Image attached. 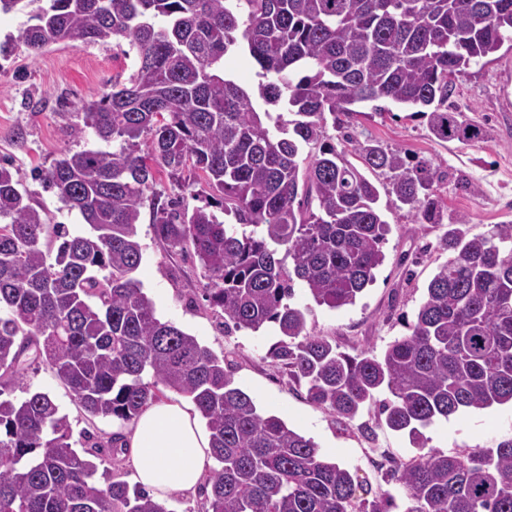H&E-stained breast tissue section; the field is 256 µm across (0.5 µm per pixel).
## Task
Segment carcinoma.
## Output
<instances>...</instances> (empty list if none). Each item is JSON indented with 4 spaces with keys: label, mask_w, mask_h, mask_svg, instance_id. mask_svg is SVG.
<instances>
[{
    "label": "carcinoma",
    "mask_w": 512,
    "mask_h": 512,
    "mask_svg": "<svg viewBox=\"0 0 512 512\" xmlns=\"http://www.w3.org/2000/svg\"><path fill=\"white\" fill-rule=\"evenodd\" d=\"M27 8L33 24L16 46L28 55L113 40L138 66L83 103L73 127L112 150L68 151L37 170L91 233L51 223L0 160L3 373L41 360L89 415L126 422L159 400L160 384L190 398L218 463L203 485L206 512H389L391 496L366 498L357 473L262 413L224 359L156 316L133 276L149 200L156 239L197 258L224 331L273 325L281 339L269 357L338 421L375 404L390 430L424 448L435 420L512 403L511 223L469 238L465 217L448 218L441 242L452 255L409 334L379 356L339 351L294 301L299 284L336 310L374 282L389 232L380 191L422 224L445 219L439 166L359 143L376 184L327 125L340 130L356 106L386 100L414 109L440 141L480 139L448 97L453 77L512 41V0H0L3 13ZM240 53L259 67L251 86L221 68ZM161 174L177 194L156 192ZM69 439L49 393L18 401L0 391V512H170L143 487L95 480L122 436L81 450ZM388 480L405 512H512V438L467 455L429 450L395 463Z\"/></svg>",
    "instance_id": "cac0c4a2"
}]
</instances>
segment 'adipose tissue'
<instances>
[{"instance_id": "ef3b65f1", "label": "adipose tissue", "mask_w": 512, "mask_h": 512, "mask_svg": "<svg viewBox=\"0 0 512 512\" xmlns=\"http://www.w3.org/2000/svg\"><path fill=\"white\" fill-rule=\"evenodd\" d=\"M139 483L155 498L193 488L209 459V436L191 400L174 398L145 409L127 441Z\"/></svg>"}]
</instances>
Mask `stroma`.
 <instances>
[{
    "mask_svg": "<svg viewBox=\"0 0 512 512\" xmlns=\"http://www.w3.org/2000/svg\"><path fill=\"white\" fill-rule=\"evenodd\" d=\"M136 68L135 56L123 54L112 42L80 47L58 43L36 57L24 52L0 57V159L13 163L53 223L68 225L71 232L87 231L88 226L44 191L35 173L65 151L97 145L93 133L81 139L73 136L78 108L98 98L113 79L127 80ZM448 105L464 120L481 126L484 139L470 144L438 141L425 120L398 106L382 115H353L347 132L333 131L332 138L337 148L349 153L355 142L369 138L408 159L433 161L444 174L437 194L445 214L465 216L468 236L486 235L494 225L512 221V48L502 47L454 78ZM385 218L390 225L383 246L385 261L376 269L374 283L355 304L336 310L316 305L308 315L311 331L352 355L366 349L381 353L407 334L437 266L449 256L439 245L447 224L419 223L414 211L405 206L390 207ZM139 237L143 261L136 277L161 320L174 323L215 355L226 357L233 365L236 385L263 412L279 416L333 461L357 472L372 495L394 491V484L384 479L381 462L418 456L407 436L380 425L374 406L364 409L349 426L338 425L327 409L308 399L304 384L288 377L270 358L269 350L278 340L273 327L223 332L219 317L203 297L198 261L168 251L155 239L149 222L140 224ZM0 388L18 400L30 392L49 393L69 419L70 441L76 448L90 436L104 442L113 433L132 430L128 422L88 416L42 362L19 379L0 378ZM425 435L430 449L445 454L496 447L512 437V405L456 413L437 420Z\"/></svg>",
    "mask_w": 512,
    "mask_h": 512,
    "instance_id": "obj_1",
    "label": "stroma"
}]
</instances>
